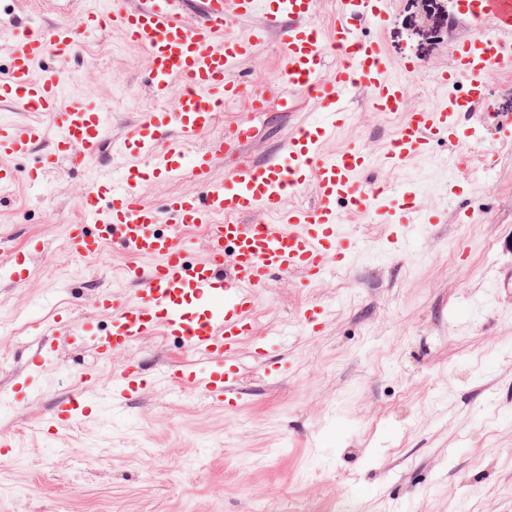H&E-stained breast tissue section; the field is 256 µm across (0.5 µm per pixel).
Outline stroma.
<instances>
[{"label":"stroma","mask_w":512,"mask_h":512,"mask_svg":"<svg viewBox=\"0 0 512 512\" xmlns=\"http://www.w3.org/2000/svg\"><path fill=\"white\" fill-rule=\"evenodd\" d=\"M467 25L449 0H393L381 37L395 77L400 63L420 62L409 83V104L435 103L431 72L448 65ZM276 39L260 44L238 69L247 85L283 78ZM148 60L120 34L105 32L81 46L69 65L66 93L102 104L113 137H123L152 107ZM307 96L270 98L264 111L246 104L217 115L209 138L238 125L253 131L249 158L262 160L310 118ZM349 124L325 152L365 146L374 158L369 181L394 196L422 187L424 208L445 210L443 223L425 226L398 255L387 256L384 225L348 219L343 232L363 247L346 267L313 287L273 278L260 293V335L275 334L268 362L243 346L238 383L244 402L228 410L187 388L171 396L147 389L121 412L90 414L63 435L44 434L42 415L72 391L93 389L78 372L88 351L60 344L44 389L0 414L11 455L0 456V512H333L348 496L357 512H512V288H492L488 276L512 267V149L499 150L488 126L469 137L476 159L498 149L490 173L448 169L449 148L400 171L380 156L397 118L371 112L355 94ZM110 150L93 167L65 170L45 186L18 187L0 204V239L17 249L41 244L28 275L0 274V397L26 368L37 339L51 335L59 310L110 318L93 306L116 290L134 296L120 269L127 259L105 249L85 259L66 247L79 223V196L92 176L112 175ZM464 188L447 196L449 180ZM466 206L478 219L459 222ZM324 307L321 331L309 330L307 309ZM139 361L155 370L192 360L173 337L138 342L115 364Z\"/></svg>","instance_id":"obj_1"}]
</instances>
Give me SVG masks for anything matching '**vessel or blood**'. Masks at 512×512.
<instances>
[{"mask_svg": "<svg viewBox=\"0 0 512 512\" xmlns=\"http://www.w3.org/2000/svg\"><path fill=\"white\" fill-rule=\"evenodd\" d=\"M392 0H337L331 30L317 20L318 0H200L196 15L186 0H82L81 26L61 18L51 27L17 23L8 42L0 41V57L8 65L0 73V102L21 112L45 113L56 133L39 167L20 172L17 158L44 136L41 126L19 128L0 121V196L20 183L47 179L60 162L85 167L112 138L105 108L78 97H65L67 64L82 43L105 31L144 50L150 63L151 95L156 110L119 143L127 163L120 178L96 179L78 199L82 220L68 231L69 248L84 258L99 256L107 244L128 257L125 281L137 288L128 298L115 291L99 293L94 304L111 318L108 332H94L73 316L58 318L55 335L71 344L90 346L94 367L82 379L97 375L98 365L111 363L138 341L163 331L178 339L193 357L185 369H167L146 377L140 366L125 363L111 373L101 404L121 411L147 388L174 390L181 384L197 389L211 402L238 406L236 359L245 339L254 355L265 361L268 338L255 332L253 316L259 293L271 277L304 274L312 282L336 262H350L356 247L338 231L344 215L374 216L388 225L389 243H400L414 224H436V210L413 207L408 223L389 221L385 185L364 179L371 164L365 149L348 148L323 155L322 144L346 125L351 112L348 95L359 88L372 111L398 119L396 133L383 154L385 167L400 169L432 156L437 144H462L460 132L486 124L498 125L504 143H512V122L494 112H477L492 71H512V0H466L459 13L471 24L458 41L447 68L432 82L439 100L408 106V87L395 79L381 39L363 36L365 28L384 27ZM259 18L260 25L235 33V21ZM276 38L283 66L282 85L263 86L250 98L254 110L288 89L318 104L316 115L290 131L281 151L263 163L239 161L244 138L205 141L218 109L240 103L242 86L236 65L250 57L264 39ZM335 67H327L328 57ZM181 93L165 110L172 85ZM229 158L223 180L212 176L216 162ZM148 159L141 167L140 159ZM173 176L190 172L200 191L168 197L163 206L148 203L141 185L148 172ZM313 188L309 206L289 205L303 188ZM260 215V222L242 223V216ZM191 226L204 231V256L194 264L185 259L180 237ZM55 360L52 341H44L30 360L16 391L30 395ZM92 404L78 390L41 418L44 432L69 430Z\"/></svg>", "mask_w": 512, "mask_h": 512, "instance_id": "1", "label": "vessel or blood"}]
</instances>
